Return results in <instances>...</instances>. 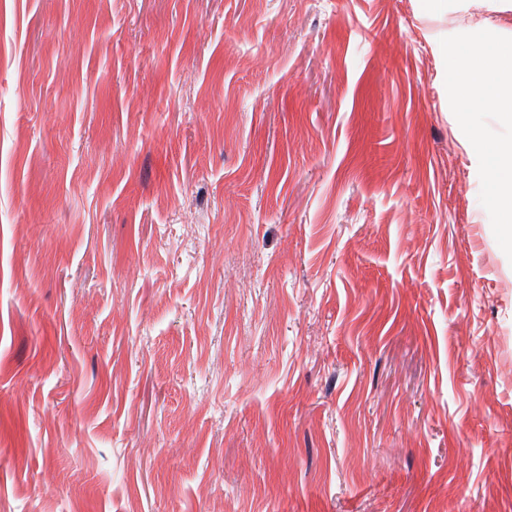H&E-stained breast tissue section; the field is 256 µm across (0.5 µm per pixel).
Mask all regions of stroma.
<instances>
[{
  "instance_id": "35a3bbf8",
  "label": "stroma",
  "mask_w": 512,
  "mask_h": 512,
  "mask_svg": "<svg viewBox=\"0 0 512 512\" xmlns=\"http://www.w3.org/2000/svg\"><path fill=\"white\" fill-rule=\"evenodd\" d=\"M472 21L0 5V512H512Z\"/></svg>"
}]
</instances>
